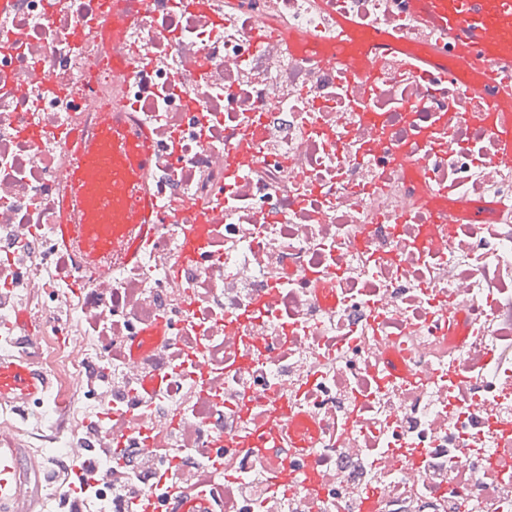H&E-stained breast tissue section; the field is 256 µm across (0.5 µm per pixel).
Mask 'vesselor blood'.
Returning a JSON list of instances; mask_svg holds the SVG:
<instances>
[{
    "label": "vessel or blood",
    "mask_w": 512,
    "mask_h": 512,
    "mask_svg": "<svg viewBox=\"0 0 512 512\" xmlns=\"http://www.w3.org/2000/svg\"><path fill=\"white\" fill-rule=\"evenodd\" d=\"M416 19L451 35L457 50L468 61H480L489 71L512 68V0H415ZM146 0H119L105 15L103 28L112 34V59L123 73H131L136 60L123 52L126 28L141 18ZM482 119L497 143L500 155L512 160V120L505 118L500 102L512 94V84L488 80L479 87ZM124 101L113 98L111 111L102 113L94 134L83 133L82 117H75V132L60 150L63 158L76 157L80 166L65 168L63 192L57 207L58 238L62 247L77 249L85 260H98L99 250L92 226L99 217L120 213L125 229L122 258H139L143 238L151 236L157 207L147 179L150 169L148 128L134 123L123 110ZM48 377L30 358L0 353V404L24 405L41 393ZM20 486L17 453L0 448V507L12 500ZM164 512H215L204 493L169 497Z\"/></svg>",
    "instance_id": "obj_1"
}]
</instances>
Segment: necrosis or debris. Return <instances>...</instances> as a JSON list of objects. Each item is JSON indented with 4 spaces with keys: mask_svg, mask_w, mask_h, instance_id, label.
I'll use <instances>...</instances> for the list:
<instances>
[{
    "mask_svg": "<svg viewBox=\"0 0 512 512\" xmlns=\"http://www.w3.org/2000/svg\"><path fill=\"white\" fill-rule=\"evenodd\" d=\"M113 2L10 0L0 28V350L52 380L0 406V439L37 424L46 455L91 460L89 512L180 484L224 512H512V162L469 119L482 63L438 53L409 0H147L117 86L104 37L76 38ZM344 19L357 64L395 40L377 77L337 67ZM116 88L157 204L208 214L192 261L166 220L136 264L55 246L59 142ZM287 429L314 459L287 458L284 496Z\"/></svg>",
    "mask_w": 512,
    "mask_h": 512,
    "instance_id": "4bbe7bcc",
    "label": "necrosis or debris"
}]
</instances>
